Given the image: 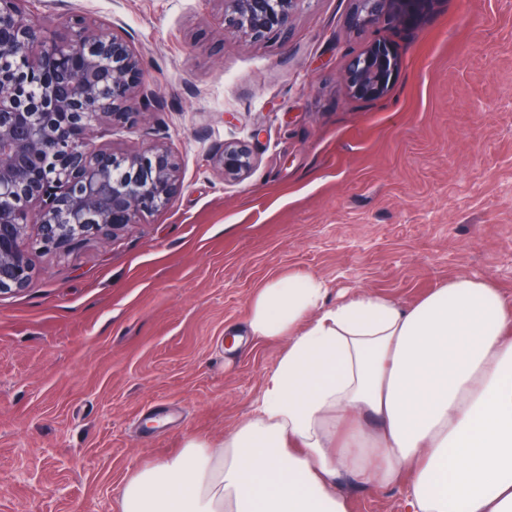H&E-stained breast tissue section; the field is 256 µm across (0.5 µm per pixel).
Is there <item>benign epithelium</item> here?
Segmentation results:
<instances>
[{"label": "benign epithelium", "instance_id": "7a95c632", "mask_svg": "<svg viewBox=\"0 0 512 512\" xmlns=\"http://www.w3.org/2000/svg\"><path fill=\"white\" fill-rule=\"evenodd\" d=\"M32 0H0V52L43 76L40 97L21 95L22 74L0 70V197L19 187L36 205L11 214L0 208V293L20 291L31 277L26 230L34 222L40 247L64 249L104 236L165 208L183 189L179 164L160 141L121 156L97 145L104 123L143 120L156 97L140 55L123 34L84 20L48 32L31 13ZM301 0H223L224 29L253 41L287 37ZM428 0H355L352 26L380 18L413 21ZM398 61L384 42L352 55L343 85L352 97L384 95ZM138 102L139 107L131 103ZM224 179H245L251 148L226 143L212 155Z\"/></svg>", "mask_w": 512, "mask_h": 512}]
</instances>
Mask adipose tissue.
Segmentation results:
<instances>
[{"instance_id": "1", "label": "adipose tissue", "mask_w": 512, "mask_h": 512, "mask_svg": "<svg viewBox=\"0 0 512 512\" xmlns=\"http://www.w3.org/2000/svg\"><path fill=\"white\" fill-rule=\"evenodd\" d=\"M247 334L284 345L250 417L131 475L121 512H348L344 472L412 512H512V299L493 282L405 307L291 273L256 292Z\"/></svg>"}]
</instances>
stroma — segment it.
Masks as SVG:
<instances>
[{"label":"stroma","instance_id":"35a3bbf8","mask_svg":"<svg viewBox=\"0 0 512 512\" xmlns=\"http://www.w3.org/2000/svg\"><path fill=\"white\" fill-rule=\"evenodd\" d=\"M354 0H301L288 37L224 32L220 0H37L48 29L100 21L140 53L157 104L98 141H164L183 190L162 211L67 250L30 249L0 294V512H120L121 488L186 437L223 440L282 346L243 326L267 281L323 279L403 306L466 275L512 296V0H429L409 24L355 30ZM385 41L389 91L352 98L350 53ZM244 142L240 182L210 161ZM349 512H409L396 486L341 474Z\"/></svg>","mask_w":512,"mask_h":512}]
</instances>
